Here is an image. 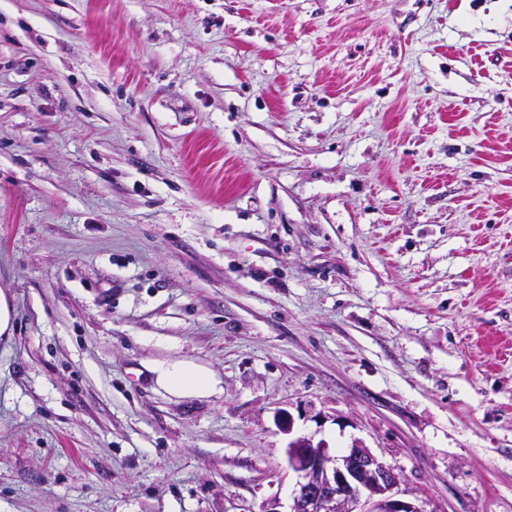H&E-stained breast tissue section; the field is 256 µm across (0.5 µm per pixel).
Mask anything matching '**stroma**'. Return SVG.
Instances as JSON below:
<instances>
[{
  "mask_svg": "<svg viewBox=\"0 0 512 512\" xmlns=\"http://www.w3.org/2000/svg\"><path fill=\"white\" fill-rule=\"evenodd\" d=\"M0 291V512H512V0H0ZM157 384L180 397H203L216 391L218 381L203 365L192 360L177 359L156 365ZM287 456L299 481L286 512H426L400 497L399 475L361 444L336 455L300 437L289 443Z\"/></svg>",
  "mask_w": 512,
  "mask_h": 512,
  "instance_id": "stroma-1",
  "label": "stroma"
}]
</instances>
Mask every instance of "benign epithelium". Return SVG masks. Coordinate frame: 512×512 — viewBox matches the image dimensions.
<instances>
[{
  "mask_svg": "<svg viewBox=\"0 0 512 512\" xmlns=\"http://www.w3.org/2000/svg\"><path fill=\"white\" fill-rule=\"evenodd\" d=\"M289 467L299 475L289 512H426L400 497V477L369 448L342 454L307 437L289 443Z\"/></svg>",
  "mask_w": 512,
  "mask_h": 512,
  "instance_id": "7a95c632",
  "label": "benign epithelium"
}]
</instances>
